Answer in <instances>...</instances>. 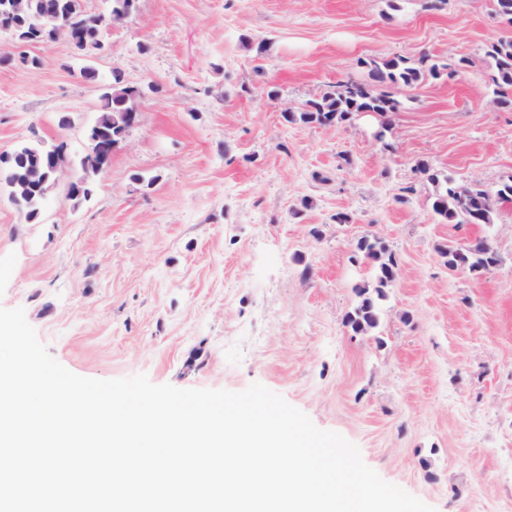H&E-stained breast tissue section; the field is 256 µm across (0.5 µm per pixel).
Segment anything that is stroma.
Returning a JSON list of instances; mask_svg holds the SVG:
<instances>
[{
  "mask_svg": "<svg viewBox=\"0 0 512 512\" xmlns=\"http://www.w3.org/2000/svg\"><path fill=\"white\" fill-rule=\"evenodd\" d=\"M510 34L492 0H138L95 62L33 47L40 68L0 66V153L62 141L79 159L116 69L139 122L88 200L60 179L31 222L0 192V308H23L79 376L259 382L435 512H512V200L489 225L432 210L440 178L512 180V107L486 55ZM424 55L445 71L394 89L384 139L371 115L284 118L369 62ZM364 236L399 275L356 335ZM482 238L499 258L486 275L439 254Z\"/></svg>",
  "mask_w": 512,
  "mask_h": 512,
  "instance_id": "1",
  "label": "stroma"
}]
</instances>
